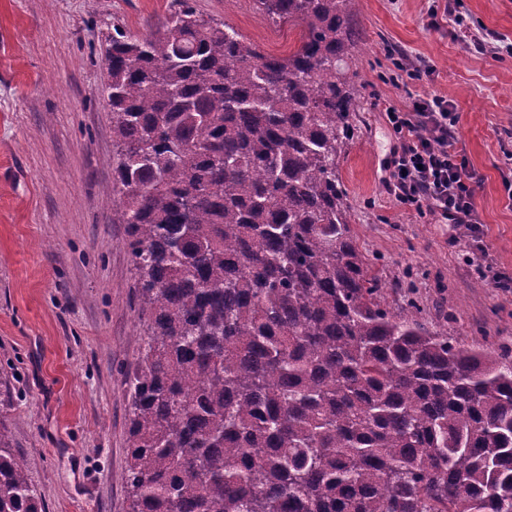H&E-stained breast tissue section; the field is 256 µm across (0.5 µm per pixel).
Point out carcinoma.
Wrapping results in <instances>:
<instances>
[{
    "label": "carcinoma",
    "mask_w": 512,
    "mask_h": 512,
    "mask_svg": "<svg viewBox=\"0 0 512 512\" xmlns=\"http://www.w3.org/2000/svg\"><path fill=\"white\" fill-rule=\"evenodd\" d=\"M255 2L300 28L288 56L190 0L108 49L131 512H512V355L386 308L351 231L358 0ZM10 447L0 512H39Z\"/></svg>",
    "instance_id": "cac0c4a2"
}]
</instances>
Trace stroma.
I'll list each match as a JSON object with an SVG mask.
<instances>
[{
  "mask_svg": "<svg viewBox=\"0 0 512 512\" xmlns=\"http://www.w3.org/2000/svg\"><path fill=\"white\" fill-rule=\"evenodd\" d=\"M465 19L432 22L431 6ZM266 53L297 27L255 0H191ZM176 0H0V423L42 512H129V389L143 324L125 225L112 221L105 91L114 30L159 29ZM354 140L339 162L350 223L391 310L415 301L429 325L512 351V0H360ZM436 71L427 76L425 65ZM453 101L475 170L481 222L407 210L387 188L396 143L387 105L412 92Z\"/></svg>",
  "mask_w": 512,
  "mask_h": 512,
  "instance_id": "stroma-1",
  "label": "stroma"
}]
</instances>
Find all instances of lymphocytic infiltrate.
Wrapping results in <instances>:
<instances>
[{
    "mask_svg": "<svg viewBox=\"0 0 512 512\" xmlns=\"http://www.w3.org/2000/svg\"><path fill=\"white\" fill-rule=\"evenodd\" d=\"M385 114L398 140L390 179L397 201L443 224H478L477 179L455 141L454 103L415 94L408 106H388Z\"/></svg>",
    "mask_w": 512,
    "mask_h": 512,
    "instance_id": "1",
    "label": "lymphocytic infiltrate"
}]
</instances>
